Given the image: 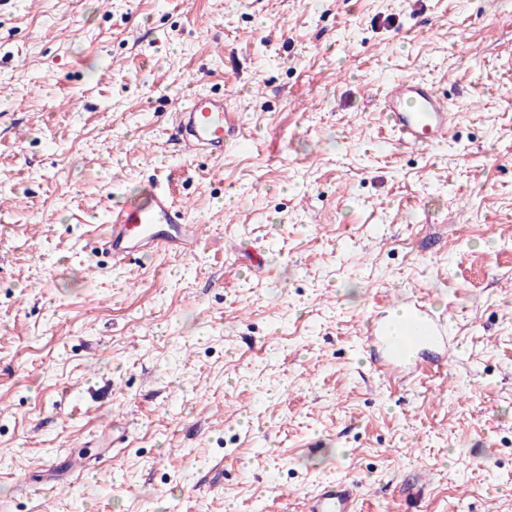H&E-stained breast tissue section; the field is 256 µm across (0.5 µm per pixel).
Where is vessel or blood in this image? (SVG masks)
Here are the masks:
<instances>
[{"label": "vessel or blood", "instance_id": "obj_1", "mask_svg": "<svg viewBox=\"0 0 512 512\" xmlns=\"http://www.w3.org/2000/svg\"><path fill=\"white\" fill-rule=\"evenodd\" d=\"M446 93L438 92L423 79L400 78L383 92V112L398 142L406 148H432L446 143L454 121ZM186 157H219L226 140L244 148L245 138L235 137V126L224 108L223 98L194 94L175 114ZM114 263L158 252L184 256L200 244L197 225L174 197L155 184L143 186L135 197L117 202L102 235ZM369 339L387 368L395 372L421 369L424 359L442 363L454 351L450 322L436 314L422 299L412 298L401 308L399 322L388 327L384 318L374 317ZM357 481L345 477L322 484L307 497L305 512H357Z\"/></svg>", "mask_w": 512, "mask_h": 512}]
</instances>
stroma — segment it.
I'll return each mask as SVG.
<instances>
[{
  "label": "stroma",
  "instance_id": "35a3bbf8",
  "mask_svg": "<svg viewBox=\"0 0 512 512\" xmlns=\"http://www.w3.org/2000/svg\"><path fill=\"white\" fill-rule=\"evenodd\" d=\"M448 91L419 153L382 116ZM223 97L247 152L171 121ZM159 183L206 238L113 265ZM460 349L390 382L376 304ZM125 437L113 442V430ZM512 512V0H0V512ZM450 98L427 80L400 78L383 91L387 124L406 148H432L448 142L454 121ZM357 481L345 477L322 484L306 498L305 512H357L359 498Z\"/></svg>",
  "mask_w": 512,
  "mask_h": 512
}]
</instances>
